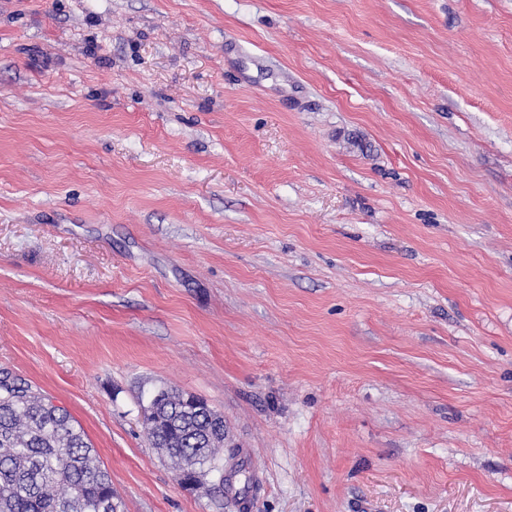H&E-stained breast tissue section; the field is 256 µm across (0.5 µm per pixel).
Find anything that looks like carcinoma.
<instances>
[{"mask_svg": "<svg viewBox=\"0 0 512 512\" xmlns=\"http://www.w3.org/2000/svg\"><path fill=\"white\" fill-rule=\"evenodd\" d=\"M153 447L200 479L220 462L224 418L207 401L160 388L143 406ZM0 512H119L112 480L68 410L14 381H0Z\"/></svg>", "mask_w": 512, "mask_h": 512, "instance_id": "obj_1", "label": "carcinoma"}]
</instances>
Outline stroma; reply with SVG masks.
<instances>
[{
	"label": "stroma",
	"mask_w": 512,
	"mask_h": 512,
	"mask_svg": "<svg viewBox=\"0 0 512 512\" xmlns=\"http://www.w3.org/2000/svg\"><path fill=\"white\" fill-rule=\"evenodd\" d=\"M6 376L121 512H234L159 386L252 512H512V0H0ZM146 428L154 448L165 451L172 468L186 476L201 478L214 473L224 488V466L218 447L224 436V418L217 416L207 401L191 394L160 388L141 397ZM148 413L150 415H148Z\"/></svg>",
	"instance_id": "35a3bbf8"
}]
</instances>
